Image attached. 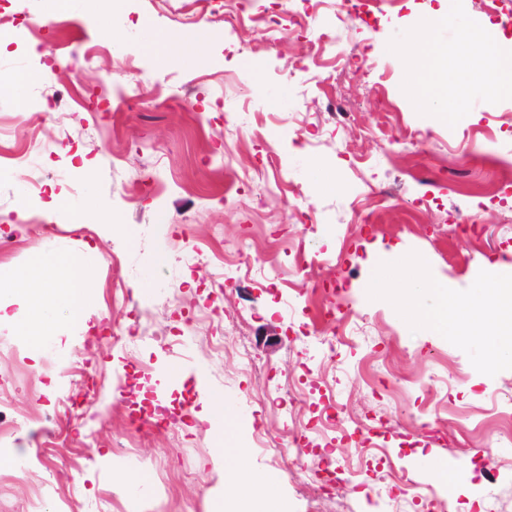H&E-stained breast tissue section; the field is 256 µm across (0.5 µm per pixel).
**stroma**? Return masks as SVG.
<instances>
[{
	"mask_svg": "<svg viewBox=\"0 0 512 512\" xmlns=\"http://www.w3.org/2000/svg\"><path fill=\"white\" fill-rule=\"evenodd\" d=\"M244 7L236 18L225 0H127L113 18L0 0V72L52 71L0 94V131L50 95L64 113L23 128L32 167L0 165V242L13 240L0 260L13 315L0 322V512H214L225 489L210 459L225 441L285 512L312 496L320 512H423L434 494L447 512H512V364L490 362L475 337L436 336L425 301L406 320L395 293L368 291L380 263L461 295L512 273V182L482 162L512 164V100L475 102L452 128L417 113L387 44L437 0H385L368 26L362 0L341 14L333 0ZM199 27L216 33L205 60L161 63L149 49ZM325 36L368 50L334 85L331 55L308 57ZM314 162L343 192L312 178ZM88 194L94 224L51 205ZM275 240L290 248L269 267ZM209 247L244 250L250 265H212ZM48 253L78 255L90 288L79 316L35 345L14 319L11 275ZM335 322L348 341L331 352L319 336ZM117 324L136 341L113 342ZM245 347L259 367L241 369ZM208 390L223 394L224 418L198 430ZM331 397L356 440L318 424ZM158 411L168 428L132 435L131 417ZM54 415L68 446L57 466L42 432ZM128 440L133 453H114ZM437 463L453 478L443 493Z\"/></svg>",
	"mask_w": 512,
	"mask_h": 512,
	"instance_id": "1",
	"label": "stroma"
}]
</instances>
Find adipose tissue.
Instances as JSON below:
<instances>
[{
	"mask_svg": "<svg viewBox=\"0 0 512 512\" xmlns=\"http://www.w3.org/2000/svg\"><path fill=\"white\" fill-rule=\"evenodd\" d=\"M51 267L69 269L67 287L59 289L47 279ZM15 288L28 299L26 328L35 338H42L45 327L51 326L60 307L79 315L88 283L76 259L67 253L35 258L16 275ZM426 297L431 324L438 335L455 337L475 331L487 354L501 363L512 362V278L496 282H481L462 299L450 293L446 286L434 284L420 275L406 279L397 301L402 315H411L418 297ZM215 469L224 474L225 486L234 488L237 499H224L220 512H283L272 493L254 487L246 467L245 451L226 448L212 459Z\"/></svg>",
	"mask_w": 512,
	"mask_h": 512,
	"instance_id": "ef3b65f1",
	"label": "adipose tissue"
}]
</instances>
